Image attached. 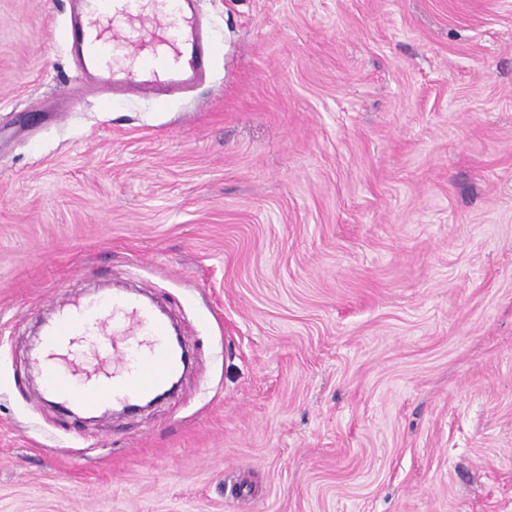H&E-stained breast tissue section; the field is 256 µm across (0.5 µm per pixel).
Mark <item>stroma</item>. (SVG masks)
<instances>
[{
	"label": "stroma",
	"mask_w": 512,
	"mask_h": 512,
	"mask_svg": "<svg viewBox=\"0 0 512 512\" xmlns=\"http://www.w3.org/2000/svg\"><path fill=\"white\" fill-rule=\"evenodd\" d=\"M200 7L160 108L0 0V512H512V0ZM118 280L190 365L91 421L31 347Z\"/></svg>",
	"instance_id": "stroma-1"
}]
</instances>
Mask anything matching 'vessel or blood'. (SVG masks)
<instances>
[{"label":"vessel or blood","mask_w":512,"mask_h":512,"mask_svg":"<svg viewBox=\"0 0 512 512\" xmlns=\"http://www.w3.org/2000/svg\"><path fill=\"white\" fill-rule=\"evenodd\" d=\"M196 2L80 0L62 37L81 72L98 78L105 104L130 95L163 103L210 74L216 46L204 32ZM145 25L161 33V44L144 40ZM118 43L137 56L136 69L112 61ZM72 336L98 337L106 357L96 363L71 362L62 370L39 366L45 394L65 409L135 406L164 389L181 364L158 307L129 291L64 300L57 319L44 331L43 346L53 350Z\"/></svg>","instance_id":"1"}]
</instances>
